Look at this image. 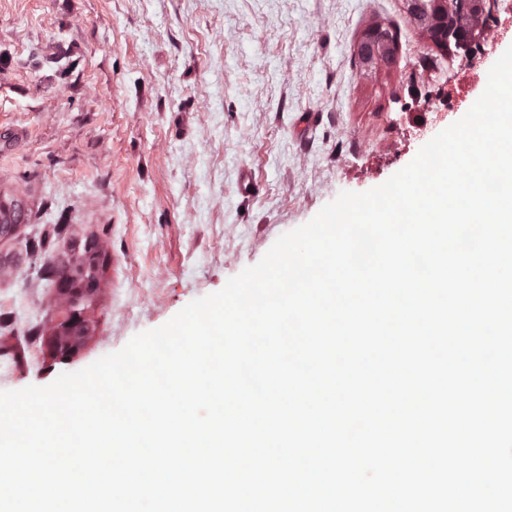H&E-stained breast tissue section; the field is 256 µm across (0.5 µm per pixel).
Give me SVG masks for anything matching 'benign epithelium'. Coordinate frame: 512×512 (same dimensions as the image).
Returning <instances> with one entry per match:
<instances>
[{"label": "benign epithelium", "instance_id": "7a95c632", "mask_svg": "<svg viewBox=\"0 0 512 512\" xmlns=\"http://www.w3.org/2000/svg\"><path fill=\"white\" fill-rule=\"evenodd\" d=\"M411 22L421 27L439 48L465 53L485 39L496 21L489 0H405ZM398 54L393 36L379 25L366 30L354 49L359 66L370 71L392 64ZM107 257L97 237L75 243L63 260L66 275L56 288L60 316L51 327L48 351L67 360L95 338L98 322L91 311L100 291Z\"/></svg>", "mask_w": 512, "mask_h": 512}]
</instances>
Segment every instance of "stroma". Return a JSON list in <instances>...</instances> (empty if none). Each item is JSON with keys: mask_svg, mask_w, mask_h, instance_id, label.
I'll use <instances>...</instances> for the list:
<instances>
[{"mask_svg": "<svg viewBox=\"0 0 512 512\" xmlns=\"http://www.w3.org/2000/svg\"><path fill=\"white\" fill-rule=\"evenodd\" d=\"M380 25L397 62L362 70ZM512 46L436 48L403 0H0V191L34 220L0 241V391L46 386L159 327L257 264L344 190L364 192L462 118ZM259 190L245 198L239 174ZM108 265L95 339L68 360L53 259L87 235Z\"/></svg>", "mask_w": 512, "mask_h": 512, "instance_id": "1", "label": "stroma"}]
</instances>
